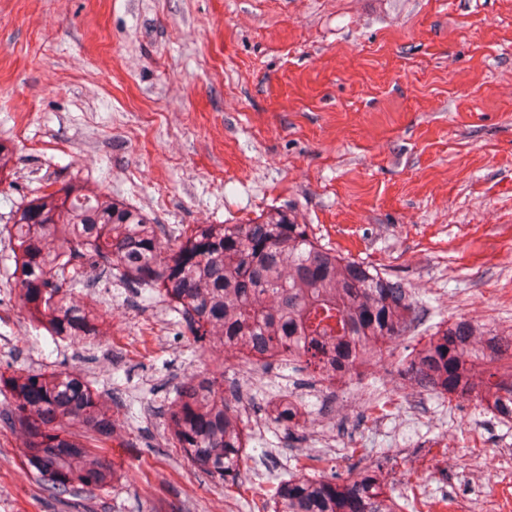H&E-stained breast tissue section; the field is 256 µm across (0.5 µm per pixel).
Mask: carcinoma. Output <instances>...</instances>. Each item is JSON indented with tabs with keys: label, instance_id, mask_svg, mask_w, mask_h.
Listing matches in <instances>:
<instances>
[{
	"label": "carcinoma",
	"instance_id": "obj_1",
	"mask_svg": "<svg viewBox=\"0 0 512 512\" xmlns=\"http://www.w3.org/2000/svg\"><path fill=\"white\" fill-rule=\"evenodd\" d=\"M11 288L31 320L50 336L98 335L92 311L72 302L86 275L119 279L180 301L179 316L195 341L220 336L261 353L288 352L300 362L330 343L336 366L374 354L379 336L396 342L413 328L418 306L400 283L310 236L294 211L276 207L244 224H192L176 249L157 250L165 225L111 193L89 192L78 180L41 190L11 208ZM400 366L415 385L438 397L472 402L512 424V328L478 327L464 318L437 330ZM279 421L294 436L300 405L285 395ZM116 400L95 394L82 377L0 374V432L19 452L39 488L64 512H96L90 501L113 486L117 471L95 442L112 438ZM187 459L222 483L244 462L235 395L203 374L180 383L163 408ZM273 512H399L381 475L336 472L309 478L298 468L274 493Z\"/></svg>",
	"mask_w": 512,
	"mask_h": 512
}]
</instances>
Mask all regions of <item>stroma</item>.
Masks as SVG:
<instances>
[{
    "label": "stroma",
    "mask_w": 512,
    "mask_h": 512,
    "mask_svg": "<svg viewBox=\"0 0 512 512\" xmlns=\"http://www.w3.org/2000/svg\"><path fill=\"white\" fill-rule=\"evenodd\" d=\"M0 372L66 368L120 421L103 455L119 475L107 512H272V490L302 457L355 478L350 457L293 440L272 423L254 435L236 482L198 472L168 439L160 410L221 348L193 342L162 296L120 281L78 289L103 329L55 347L9 290L13 202L78 180L167 228L239 224L293 208L318 240L369 263L427 313L361 388H398L394 367L441 323L512 326V0H0ZM163 324L143 357L136 328ZM288 383L307 425L351 440L363 465L416 512L472 489L503 492L484 461L512 428L474 405L420 393L440 429L370 415L323 417L302 364ZM0 432V512H58ZM470 469L448 466L450 455ZM512 496V487L505 490Z\"/></svg>",
    "instance_id": "35a3bbf8"
}]
</instances>
